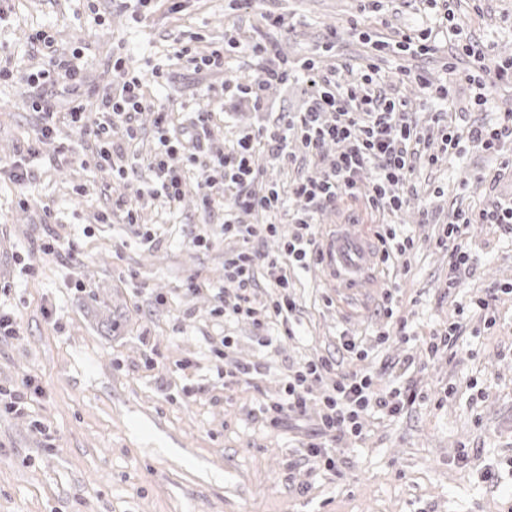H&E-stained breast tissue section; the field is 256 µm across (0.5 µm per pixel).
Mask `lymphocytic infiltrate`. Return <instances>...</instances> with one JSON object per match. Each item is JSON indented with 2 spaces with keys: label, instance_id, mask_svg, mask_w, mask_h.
Returning a JSON list of instances; mask_svg holds the SVG:
<instances>
[{
  "label": "lymphocytic infiltrate",
  "instance_id": "lymphocytic-infiltrate-1",
  "mask_svg": "<svg viewBox=\"0 0 512 512\" xmlns=\"http://www.w3.org/2000/svg\"><path fill=\"white\" fill-rule=\"evenodd\" d=\"M46 61L43 70L33 74L35 88L31 102L33 111L42 113L43 124L38 146L12 161L7 170L18 188H26L31 176L30 164L44 146L53 142L58 110L46 85H61L70 92L66 117L81 122L89 105L80 89L83 85L85 62L81 52H57L52 36L37 32L33 38ZM256 69L249 81L236 84L235 89L250 95L255 108H263V93L271 84L287 82L290 69L287 61L275 55L267 33L259 34L250 46ZM107 66L119 72L121 79L93 91L96 110L101 119L86 131L97 146L85 162L100 172L127 176L125 160L138 159L137 117L140 113H155L156 148L144 159L152 174L149 188L130 186L112 203V213L124 223L134 224L138 214L134 200L143 192L163 198L168 204L180 201L187 181H195L204 212L224 211V234L237 238L241 247L224 257V279L236 286L233 301L222 302L217 313L227 319L251 321L260 346L272 345L274 335L293 337V313L296 302L288 288V266L306 268L320 261L319 241L314 230V211L335 206L345 197L363 196L366 206L377 213L399 214L406 199L398 192L413 175L417 164H435L439 154L455 156L465 144L479 143L494 153H501L503 169H512V157L502 154L505 143L512 141V113H504L500 122L490 126L474 123L463 130L451 129L444 122L445 114L455 111V98L444 84H433L422 73L397 67L399 83H414L422 94V102L433 112L430 135H423L413 125L410 100L387 92L374 65H366L355 78H348L345 66L328 69L317 66L315 60L301 63L300 69L311 89L304 111L291 112L270 129H260L244 135L224 152L206 163L199 162L201 136L220 115L218 108L206 104L194 110L191 119L166 107L149 93L150 82L162 79L165 70L161 63L149 62L147 69L130 65L121 48H113ZM123 126L127 137L121 144L112 142V130ZM440 144L439 153L428 152L430 141ZM299 142L303 155L322 160L323 170L317 177H302L292 187V193L305 203L304 210L288 215L294 230L284 242L281 257L260 252L256 244L276 236L279 226L274 218L283 213L284 202L278 190L258 189L259 172L254 166L257 153H266L274 163L294 165L299 155L290 151L291 142ZM338 147L336 155L325 157L328 143ZM183 155V165H172L174 155ZM372 172L370 183H363L365 172ZM257 212L266 216L263 224L238 223L239 211ZM471 224L497 225L502 235L512 237V202L497 203L492 208L461 213L457 223L448 225L444 237L448 244V285L461 287L466 275L477 270L481 263L478 253L468 248L462 239L463 229ZM264 273L276 293L259 300L254 291L257 273ZM334 374L330 389L320 399L321 414L312 438L307 445L305 462L312 469L336 475L344 458L336 442L344 436H360L365 416L378 414L393 418L405 405L400 386L387 391L376 388L371 375L362 372H340L335 361L321 358L290 369L281 399L261 402L260 412L273 425L302 416L312 399L311 381Z\"/></svg>",
  "mask_w": 512,
  "mask_h": 512
}]
</instances>
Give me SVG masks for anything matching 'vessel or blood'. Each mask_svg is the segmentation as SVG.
I'll list each match as a JSON object with an SVG mask.
<instances>
[{"label":"vessel or blood","mask_w":512,"mask_h":512,"mask_svg":"<svg viewBox=\"0 0 512 512\" xmlns=\"http://www.w3.org/2000/svg\"><path fill=\"white\" fill-rule=\"evenodd\" d=\"M321 251L340 286L367 281L378 261L369 236L355 224L337 225L324 238Z\"/></svg>","instance_id":"1"}]
</instances>
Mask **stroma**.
<instances>
[{
	"label": "stroma",
	"mask_w": 512,
	"mask_h": 512,
	"mask_svg": "<svg viewBox=\"0 0 512 512\" xmlns=\"http://www.w3.org/2000/svg\"><path fill=\"white\" fill-rule=\"evenodd\" d=\"M360 0H185L181 11L160 6L147 22L99 0H15L0 23V311L12 313L17 335L0 339V389L32 383L29 409H0V512H512V239L495 225H468L465 240L483 260L462 287L448 285V249L438 243L458 213L512 197V175L481 181L495 158L477 144L461 158L418 166L403 189L411 256L373 271L374 287L340 292L325 262L289 270L297 302V336L260 347L248 321L219 317L215 293L224 256L240 247L225 236L221 212L204 213L195 181L176 210L141 196L138 224L111 214L119 181L82 165L91 145L86 127L58 123L54 152L31 164L26 192L3 168L39 137L30 107V76L44 65L31 38L48 32L59 51H82L87 89H94L113 44L128 41L142 55L163 59L161 96L179 112L214 103L224 116L209 127L204 154L245 134L276 125L302 109L304 81L274 85L268 108L256 112L231 88L254 70L248 51L281 15L273 32L279 58L345 64L356 76L368 61L367 38H396L428 23L422 0H382L363 33L346 29ZM456 18L472 42L494 59H512V0H458ZM338 31L334 51L321 45ZM228 50L223 74L196 72L176 58L179 44ZM492 111H479L467 84L456 87L464 119L512 113V84L491 82ZM261 186L277 185L290 212L304 203L290 192L298 174L320 164L272 163L257 153ZM382 214L363 197H348L314 216L319 236L352 221L376 232ZM202 224L212 244L184 242L181 224ZM155 233L144 243L140 225ZM393 293L409 341L378 344L379 310ZM488 298L485 307L479 298ZM459 322L453 346L426 359L423 344ZM362 336L369 356L338 352V335ZM232 337L233 360L261 363L252 384L225 388L219 353ZM335 357L340 370L370 373L386 389L389 366H408L407 403L394 418L367 416L346 448L342 476L314 472L303 460L305 430L275 427L259 402L281 397L289 367Z\"/></svg>",
	"instance_id": "stroma-1"
}]
</instances>
